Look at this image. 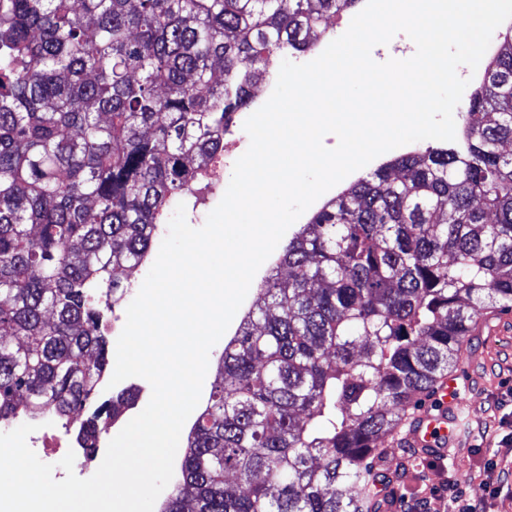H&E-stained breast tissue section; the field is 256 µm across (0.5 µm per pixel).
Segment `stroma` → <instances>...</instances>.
Here are the masks:
<instances>
[{"label": "stroma", "instance_id": "obj_1", "mask_svg": "<svg viewBox=\"0 0 512 512\" xmlns=\"http://www.w3.org/2000/svg\"><path fill=\"white\" fill-rule=\"evenodd\" d=\"M220 182L214 194L199 191L185 199L186 219L202 227L228 186L232 165L213 166ZM487 326L476 328L460 362L452 371L460 398L466 404L467 422L458 446L447 455L407 457L401 438L382 440L387 448L382 470L389 479L393 512H453L454 499L480 506L482 512H512V447L501 440L512 431V309L491 306L484 312ZM496 460L508 487L489 493L488 460Z\"/></svg>", "mask_w": 512, "mask_h": 512}]
</instances>
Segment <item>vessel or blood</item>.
<instances>
[{
    "label": "vessel or blood",
    "instance_id": "vessel-or-blood-1",
    "mask_svg": "<svg viewBox=\"0 0 512 512\" xmlns=\"http://www.w3.org/2000/svg\"><path fill=\"white\" fill-rule=\"evenodd\" d=\"M437 412L418 414L408 441L411 447L427 452L447 454L449 445L456 440L454 424L460 400L454 390L453 380H444L435 391Z\"/></svg>",
    "mask_w": 512,
    "mask_h": 512
}]
</instances>
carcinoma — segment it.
<instances>
[{"instance_id": "obj_1", "label": "carcinoma", "mask_w": 512, "mask_h": 512, "mask_svg": "<svg viewBox=\"0 0 512 512\" xmlns=\"http://www.w3.org/2000/svg\"><path fill=\"white\" fill-rule=\"evenodd\" d=\"M357 0H0V423L92 404L101 332L169 203L274 59ZM512 40L463 147L376 168L298 225L222 352L160 512H372L379 442L512 307ZM132 399L95 407L85 456Z\"/></svg>"}]
</instances>
